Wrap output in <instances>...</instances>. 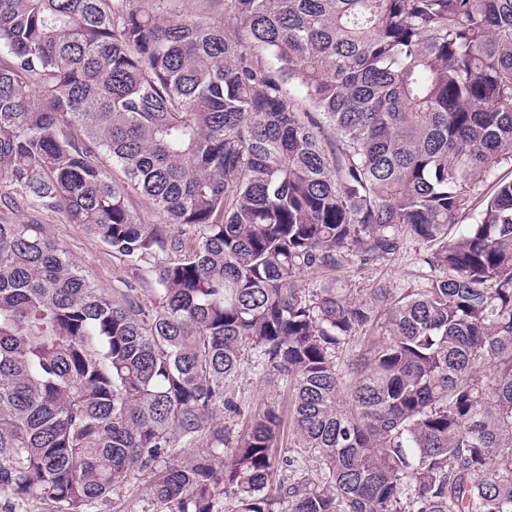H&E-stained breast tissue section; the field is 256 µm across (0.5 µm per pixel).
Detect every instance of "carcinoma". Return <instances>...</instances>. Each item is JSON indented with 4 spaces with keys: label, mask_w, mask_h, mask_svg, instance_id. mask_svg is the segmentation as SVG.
I'll list each match as a JSON object with an SVG mask.
<instances>
[{
    "label": "carcinoma",
    "mask_w": 512,
    "mask_h": 512,
    "mask_svg": "<svg viewBox=\"0 0 512 512\" xmlns=\"http://www.w3.org/2000/svg\"><path fill=\"white\" fill-rule=\"evenodd\" d=\"M136 2L0 0V180L156 285L111 297L0 223V494L90 512L146 474L175 512H512V180L470 213L512 166V0ZM413 242L414 288L302 279ZM249 362L293 384L292 456L272 407L215 425ZM160 13L165 17H211L224 20V1L163 0Z\"/></svg>",
    "instance_id": "carcinoma-1"
}]
</instances>
